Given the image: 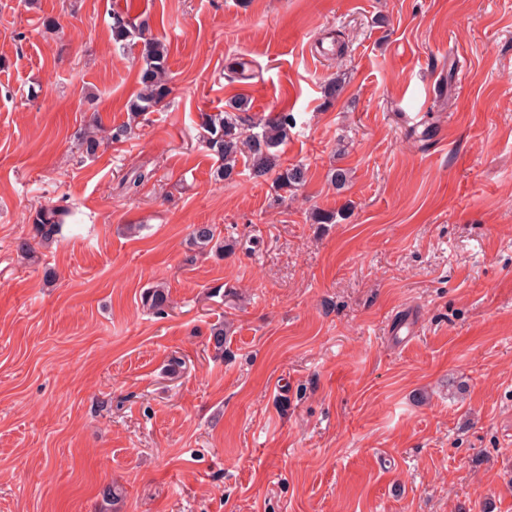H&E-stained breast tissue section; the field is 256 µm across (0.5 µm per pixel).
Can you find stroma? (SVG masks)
<instances>
[{
  "instance_id": "35a3bbf8",
  "label": "stroma",
  "mask_w": 512,
  "mask_h": 512,
  "mask_svg": "<svg viewBox=\"0 0 512 512\" xmlns=\"http://www.w3.org/2000/svg\"><path fill=\"white\" fill-rule=\"evenodd\" d=\"M237 94L304 186L215 180ZM0 512H512V0H0ZM112 36L116 43L125 44L134 38L141 42L139 83L141 91L131 106L136 115L159 107L171 92L167 80L168 49L158 38L146 36L145 29L133 25L121 16L112 17ZM68 211L60 207H40L36 210L33 238L41 244L53 242L61 233Z\"/></svg>"
}]
</instances>
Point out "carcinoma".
<instances>
[{
  "instance_id": "carcinoma-1",
  "label": "carcinoma",
  "mask_w": 512,
  "mask_h": 512,
  "mask_svg": "<svg viewBox=\"0 0 512 512\" xmlns=\"http://www.w3.org/2000/svg\"><path fill=\"white\" fill-rule=\"evenodd\" d=\"M112 36L124 44L135 38L141 42L139 83L141 91L131 106L137 115L159 107L171 92L167 80L169 70L168 49L158 38L146 35L145 29L133 25L121 16L112 20ZM246 102L237 100L224 112L202 114L204 143L221 164L215 170V180L231 181L238 175L239 159L246 158L253 178L267 179L274 176L277 188L286 190L306 181V169L301 166L281 169L278 148L288 140L295 125L294 116L288 112L270 113L264 118L249 122L241 116ZM68 211L60 207H40L36 210L33 238L41 244L53 242L61 233ZM192 244L205 249L219 240L218 227L214 224H194L190 234ZM145 303L157 314L164 312L168 295L161 288H152L145 294Z\"/></svg>"
}]
</instances>
